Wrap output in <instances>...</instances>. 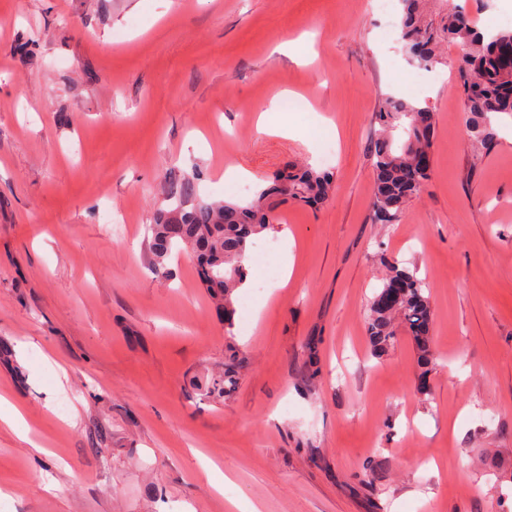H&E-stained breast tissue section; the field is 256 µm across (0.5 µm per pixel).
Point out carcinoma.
<instances>
[{
  "instance_id": "1",
  "label": "carcinoma",
  "mask_w": 512,
  "mask_h": 512,
  "mask_svg": "<svg viewBox=\"0 0 512 512\" xmlns=\"http://www.w3.org/2000/svg\"><path fill=\"white\" fill-rule=\"evenodd\" d=\"M447 3L445 12L434 19L427 16L422 0H400V42L404 52L418 66L429 69L442 62L437 54L442 42L455 43L462 51L453 68L462 93L468 96V140L482 148L490 146L497 134L493 119L512 116V71L500 61L498 47L512 41V29H501L490 38L478 32L465 12ZM375 138L373 219L377 224H396L410 200L428 182L431 172L416 168L417 155L431 151L436 113L430 108L389 96L374 113ZM333 185L327 173L313 169L280 172L268 179L251 200L244 203L188 202V186H170L168 209L150 225L153 268L167 272L166 260L179 251H191L196 278L215 300V311L231 332L234 322L235 291L245 281L242 264L257 235L277 223L275 211L287 200L315 204L326 200ZM399 286L394 303L379 302L386 289ZM424 279L417 270L389 265L380 291L366 315L371 349L380 354L391 347L399 327L410 335L422 377L434 369L430 336L433 312ZM238 381V363L229 359L224 372L196 385L206 393L222 397Z\"/></svg>"
}]
</instances>
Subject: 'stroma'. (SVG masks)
<instances>
[{"label":"stroma","instance_id":"obj_1","mask_svg":"<svg viewBox=\"0 0 512 512\" xmlns=\"http://www.w3.org/2000/svg\"><path fill=\"white\" fill-rule=\"evenodd\" d=\"M302 34L309 64L278 51ZM447 62L413 63L375 0H0V396L23 409L0 428V512H228L207 459L257 512H512V117L470 147ZM283 91L291 136L258 133ZM389 95L435 112L432 175L376 224ZM306 163L334 191L279 206L249 279L269 244L291 278L239 289L232 331L189 253L155 273L172 182L247 201ZM393 261L427 283L425 394L407 333L379 355L366 335ZM232 355L237 387L205 397L195 379Z\"/></svg>","mask_w":512,"mask_h":512}]
</instances>
